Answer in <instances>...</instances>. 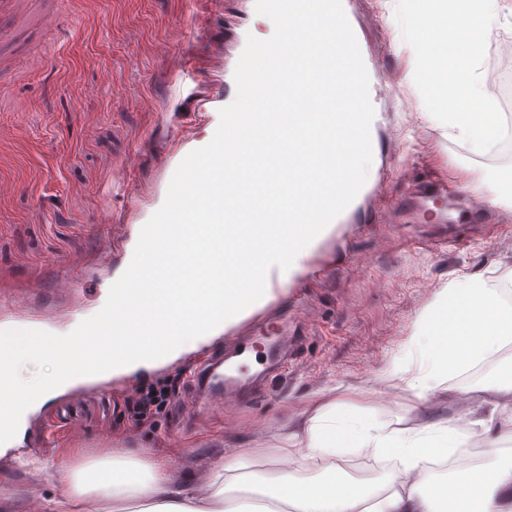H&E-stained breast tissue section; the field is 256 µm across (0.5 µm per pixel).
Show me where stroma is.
Segmentation results:
<instances>
[{"instance_id":"obj_1","label":"stroma","mask_w":512,"mask_h":512,"mask_svg":"<svg viewBox=\"0 0 512 512\" xmlns=\"http://www.w3.org/2000/svg\"><path fill=\"white\" fill-rule=\"evenodd\" d=\"M395 8L394 0L351 5L361 40L394 79L387 94L400 143L384 152L392 174L305 272L299 296L282 293L279 314L243 322L260 340L285 318L306 327L287 366L269 372L240 407L191 424L183 373L222 355L223 339L155 368L65 391L32 410L14 446L0 454L5 512H28L34 498L51 512L65 491L56 463L78 464L116 448L150 449L200 492L221 464L241 455L254 460L256 479L276 480L269 450L311 416L318 392L333 387L363 412L378 411L363 386L399 351L423 306L458 275L512 271V217L484 220L464 210L448 227L400 223L391 212L408 182L441 178L466 188L485 162L464 138L402 111V100L414 98L403 80L411 47L391 22ZM242 30L265 39L274 26L242 0H224L220 9L210 0H66L58 32L32 29L0 43L1 56L19 61L0 74L7 83L0 91V182L12 187L0 195V302L27 300L63 329L88 305L107 300L126 269L140 212L165 199L170 142L193 121L198 97L223 96L224 57ZM163 43L169 54L159 53ZM34 47L48 62L30 71L20 61ZM510 68L512 28L504 26L484 63L487 96H497L496 76ZM120 168L125 178H117ZM107 212L127 226V240L103 223ZM66 277L75 288L58 292ZM35 281L42 290L32 297ZM308 300L318 310L312 322ZM174 379L180 405L162 410L153 426L133 427L124 415L126 389Z\"/></svg>"}]
</instances>
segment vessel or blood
Returning <instances> with one entry per match:
<instances>
[{
    "label": "vessel or blood",
    "mask_w": 512,
    "mask_h": 512,
    "mask_svg": "<svg viewBox=\"0 0 512 512\" xmlns=\"http://www.w3.org/2000/svg\"><path fill=\"white\" fill-rule=\"evenodd\" d=\"M362 59L370 80V92L378 94L388 81V71L373 54L363 53ZM447 193L448 185L444 182L435 187L421 185L395 200L393 207L419 221L430 220L440 224L444 221ZM318 259L316 248L307 246L289 270L274 268L268 272L267 289L279 292L283 285L298 276L301 267ZM39 326V321L26 313L21 302L13 304L8 314H0V330L36 329ZM294 335L293 329L282 327L279 336L259 348L251 343H239L237 338H229L230 350L226 355L203 363L195 370L190 381L193 389L190 414L212 413L240 405L248 395V384L260 379L262 371L276 368L287 357Z\"/></svg>",
    "instance_id": "vessel-or-blood-1"
}]
</instances>
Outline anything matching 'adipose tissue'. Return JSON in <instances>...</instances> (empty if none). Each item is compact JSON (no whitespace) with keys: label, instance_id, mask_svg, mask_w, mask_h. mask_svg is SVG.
<instances>
[{"label":"adipose tissue","instance_id":"ef3b65f1","mask_svg":"<svg viewBox=\"0 0 512 512\" xmlns=\"http://www.w3.org/2000/svg\"><path fill=\"white\" fill-rule=\"evenodd\" d=\"M410 42L407 83L418 91L417 110L449 133L466 134L476 154H493L474 179L476 191L492 189L496 205L512 209V115L481 94L480 62L486 34L512 15V0H457L456 24L445 39L452 50L447 82L435 79V52L424 21L432 0H401ZM427 402L439 392L473 401L475 410L432 420L416 429H398L357 407L321 399L300 429L276 448L286 465L282 480L229 491L216 473L205 500L176 481L168 463L147 452L118 449L64 466L66 494L57 512H73L91 497L111 502L112 512H512V463L497 462L501 443L512 439V278L494 282L480 275L452 281L417 317L401 351L369 380ZM482 438L493 464L479 490L457 485L452 503L437 494L439 463L467 459L474 438ZM360 452L379 461L381 488L371 497L348 486L338 459ZM309 462L320 480L302 481L295 459Z\"/></svg>","mask_w":512,"mask_h":512}]
</instances>
